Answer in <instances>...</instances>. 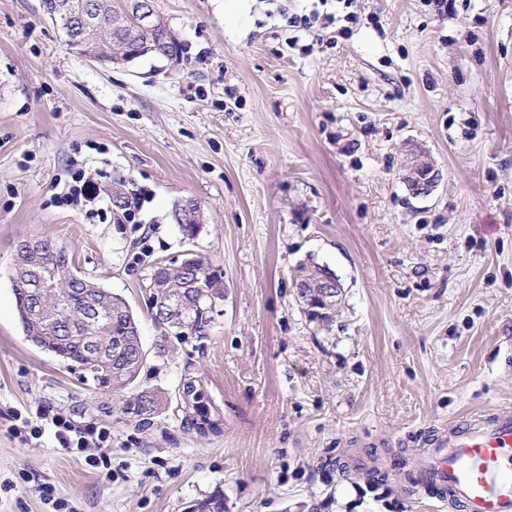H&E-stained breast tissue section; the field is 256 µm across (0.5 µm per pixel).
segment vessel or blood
Masks as SVG:
<instances>
[{
  "label": "vessel or blood",
  "instance_id": "obj_1",
  "mask_svg": "<svg viewBox=\"0 0 512 512\" xmlns=\"http://www.w3.org/2000/svg\"><path fill=\"white\" fill-rule=\"evenodd\" d=\"M414 484L462 512H512V410L461 419L430 435Z\"/></svg>",
  "mask_w": 512,
  "mask_h": 512
}]
</instances>
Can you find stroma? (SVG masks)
<instances>
[{"instance_id": "1", "label": "stroma", "mask_w": 512, "mask_h": 512, "mask_svg": "<svg viewBox=\"0 0 512 512\" xmlns=\"http://www.w3.org/2000/svg\"><path fill=\"white\" fill-rule=\"evenodd\" d=\"M155 0L179 60L105 68L75 53L41 0H0V512H459L414 488L435 427L512 407V0ZM358 19L348 22L347 12ZM309 15L311 28L287 26ZM442 177L409 196L407 150ZM83 162L102 215L56 206ZM145 195L134 219L112 189ZM203 223L183 238V198ZM51 237L126 299L148 353L151 425L26 340L14 246ZM192 250L224 275L208 338L155 357L142 280ZM328 266L343 296L310 319L293 276ZM201 378L222 431L180 409ZM43 407L112 432V477L27 441ZM199 212H201L200 205L198 201L193 198H186L181 203L175 206V210L173 212V219L177 224L180 232L183 234V236H193L195 230L199 229L200 224H193L197 223V221H190L189 219L190 215L192 214H196V216H198L200 219ZM183 222L192 224H182Z\"/></svg>"}]
</instances>
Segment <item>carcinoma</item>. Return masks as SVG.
Listing matches in <instances>:
<instances>
[{"label":"carcinoma","instance_id":"carcinoma-1","mask_svg":"<svg viewBox=\"0 0 512 512\" xmlns=\"http://www.w3.org/2000/svg\"><path fill=\"white\" fill-rule=\"evenodd\" d=\"M88 2L97 9L94 35L98 38L110 42L115 37L124 38L130 31L128 41L143 58L163 57L168 44L175 42L161 18L153 31L142 33L125 19L120 0ZM199 212L200 205L193 198L175 206L173 219L183 236H192L199 228L190 222V215ZM44 271L52 273L54 283V293L47 298L35 293L28 283L31 274ZM12 285L21 328L34 345L77 368L81 380L96 390L119 394L137 381L147 360L137 318L121 295L105 290L78 272L66 247L52 238L39 239V249L28 255L22 271L15 273ZM145 287L149 288L152 320L163 337V343L157 347L158 357L166 356L169 341L181 342L188 335L206 337L216 324L211 309L214 302L224 300V276L207 258L197 254L187 262L157 261L146 277ZM168 295L180 296L185 319L160 321L159 306ZM92 307L105 310L108 320L95 333L90 347L81 319ZM182 385L190 393V406L183 408L185 420L200 434L219 433L221 419L212 417L215 408L205 385L188 374ZM162 403L160 392L144 388L122 406L121 412L148 424ZM189 512H226L224 497L209 495L191 504Z\"/></svg>","mask_w":512,"mask_h":512}]
</instances>
